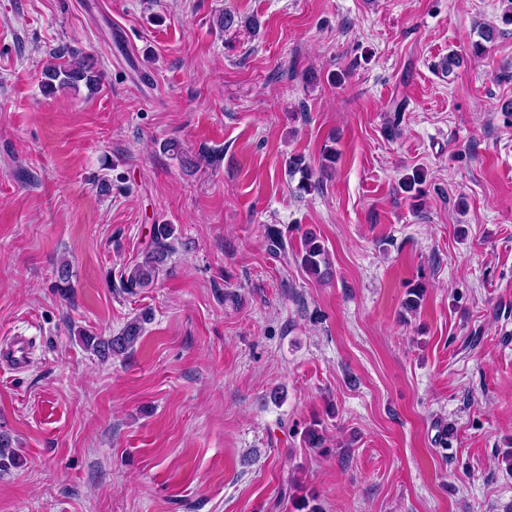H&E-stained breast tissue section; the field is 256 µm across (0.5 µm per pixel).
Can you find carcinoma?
I'll use <instances>...</instances> for the list:
<instances>
[{
	"label": "carcinoma",
	"instance_id": "1",
	"mask_svg": "<svg viewBox=\"0 0 512 512\" xmlns=\"http://www.w3.org/2000/svg\"><path fill=\"white\" fill-rule=\"evenodd\" d=\"M57 62L50 64L44 72V87L51 90L79 89L85 86L94 91L99 85V75L93 66L84 59H67L64 53L54 55ZM288 173L301 174L297 190L309 193L320 187L321 180L314 178L315 172L300 156L288 160ZM175 228L171 224H154L150 230V245L142 257L124 266L120 273L119 284L124 292L135 294L150 287L158 279L160 272L167 265L168 259L175 251ZM300 264L306 275L322 282L330 276V261L325 245L316 232L307 231L302 240ZM70 264L63 262L56 270L55 288L64 295L71 283ZM147 316L137 317L128 322L117 334L97 336L86 332L78 333V341L84 349L101 359H108L131 352L139 342L143 323ZM20 464V458L11 446L9 438L0 435V472H6Z\"/></svg>",
	"mask_w": 512,
	"mask_h": 512
}]
</instances>
